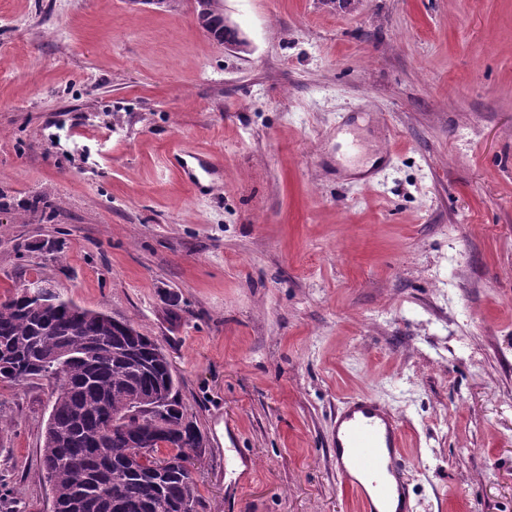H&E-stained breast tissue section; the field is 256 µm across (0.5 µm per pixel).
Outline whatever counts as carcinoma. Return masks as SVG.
Returning <instances> with one entry per match:
<instances>
[{"mask_svg":"<svg viewBox=\"0 0 512 512\" xmlns=\"http://www.w3.org/2000/svg\"><path fill=\"white\" fill-rule=\"evenodd\" d=\"M38 304L12 291L0 300V380L22 385L44 378L55 396L44 432L42 463L60 496L75 497L69 512H181L200 505L186 464L202 435L187 416L172 365L155 340L127 320L115 327L103 311L56 294ZM63 350L64 360L51 358ZM165 391V414L129 415L134 397ZM117 427L101 433V403ZM153 438L141 456L136 438ZM106 448L104 458L96 449ZM168 453L157 456L159 449Z\"/></svg>","mask_w":512,"mask_h":512,"instance_id":"carcinoma-1","label":"carcinoma"}]
</instances>
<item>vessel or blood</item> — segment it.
Wrapping results in <instances>:
<instances>
[{
	"label": "vessel or blood",
	"instance_id": "obj_1",
	"mask_svg": "<svg viewBox=\"0 0 512 512\" xmlns=\"http://www.w3.org/2000/svg\"><path fill=\"white\" fill-rule=\"evenodd\" d=\"M402 428L394 414L367 396L348 399L334 416L336 477L356 495L363 512H413Z\"/></svg>",
	"mask_w": 512,
	"mask_h": 512
}]
</instances>
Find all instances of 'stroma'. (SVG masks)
<instances>
[{"label":"stroma","instance_id":"stroma-1","mask_svg":"<svg viewBox=\"0 0 512 512\" xmlns=\"http://www.w3.org/2000/svg\"><path fill=\"white\" fill-rule=\"evenodd\" d=\"M0 0V297L168 354L198 512H361L337 407L398 416L414 512H512V0ZM210 155L189 185L169 151ZM54 385L0 382V494L51 512ZM193 12L198 23L200 16L216 15L222 19L224 27L219 18H215L213 26L210 28V36L224 41V29L231 30L228 20L224 17L222 0H193Z\"/></svg>","mask_w":512,"mask_h":512}]
</instances>
